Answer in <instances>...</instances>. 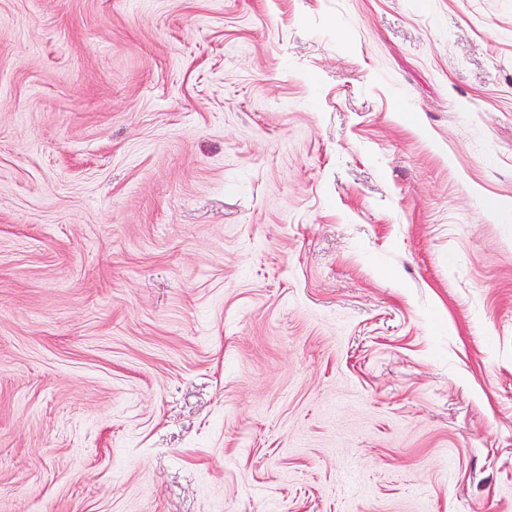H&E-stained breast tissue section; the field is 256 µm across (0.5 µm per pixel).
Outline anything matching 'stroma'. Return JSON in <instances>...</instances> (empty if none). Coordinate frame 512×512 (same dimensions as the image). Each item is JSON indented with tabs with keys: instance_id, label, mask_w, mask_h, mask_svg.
Returning a JSON list of instances; mask_svg holds the SVG:
<instances>
[{
	"instance_id": "1",
	"label": "stroma",
	"mask_w": 512,
	"mask_h": 512,
	"mask_svg": "<svg viewBox=\"0 0 512 512\" xmlns=\"http://www.w3.org/2000/svg\"><path fill=\"white\" fill-rule=\"evenodd\" d=\"M0 512H512V0H0Z\"/></svg>"
}]
</instances>
